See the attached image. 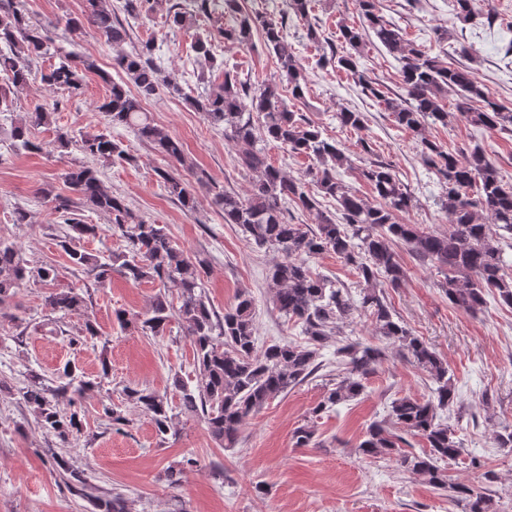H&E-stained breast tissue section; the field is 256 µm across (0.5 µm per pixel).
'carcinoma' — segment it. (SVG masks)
<instances>
[{
	"label": "carcinoma",
	"instance_id": "cac0c4a2",
	"mask_svg": "<svg viewBox=\"0 0 512 512\" xmlns=\"http://www.w3.org/2000/svg\"><path fill=\"white\" fill-rule=\"evenodd\" d=\"M84 2L82 16L67 18L65 27L76 30L86 23L94 27L116 50L113 68L121 73L118 81L102 75L109 93L96 109L106 127L133 129L168 162V168L158 170V174L167 194L184 209L194 210L197 198L190 182L179 172L181 167L191 171L196 183L212 193L214 204L224 214V223L237 225L256 246L280 255L271 274L274 303L279 313L299 323L308 336L305 346L279 342L258 349L251 293L239 292L236 303L224 315H218L202 292L207 261L177 248L166 225L134 212L122 197L104 187L96 170L72 167L65 173L69 189L93 209L108 215L112 229L126 242L127 251L105 257L77 246L81 238L96 236L99 226L72 216L69 199L58 196L55 209L71 230L60 241L70 265L99 285L112 281L114 273L133 285L158 284L162 292L141 321L142 332L158 336L175 319L193 345L196 385L191 388L180 377H173L178 404H173L167 393L149 389L128 388L124 392L126 400L147 416L161 438L172 431L177 414L196 415L203 419L218 445L230 448L238 443L241 427L250 415L323 367L317 362L319 350L337 324L351 323L365 315L375 335L397 346L428 374L435 388L428 399L404 396L393 400L388 422L371 425L358 445L359 451L366 456L394 457L402 470L424 476L433 487L463 502L466 512H494L489 495L466 484L448 482L446 471L439 466V462L455 459L463 450L461 428L449 425L440 416L457 402L448 364L396 318L378 290V278H385L392 288L400 287L405 280L406 270L393 249L394 243L401 242L443 275L440 287L458 310L470 315L481 312L489 292L512 306V275L504 270L503 249L491 231L494 225L512 235V185L503 181L499 168L481 146L450 151L425 135L427 127L447 123L442 101L450 90L457 95L455 108L460 118L473 127L487 131L511 129L512 111L491 100L490 91L477 81L471 68L446 66L437 56L407 47L402 30L385 18L378 0H358L359 23L341 25L337 40L358 50L373 36L400 60L406 103L387 98L360 69L355 55L338 54L333 40L309 22L312 0H288V14L307 22V39L321 47L322 61L344 71L362 93L382 100L396 125L416 137L422 160L434 171L441 187L437 204L451 216L452 224L448 233L440 234L420 224L402 222L400 215L413 208L415 199L391 164L362 157L360 165H354L336 141L322 137L318 127L289 109L277 84L263 83L250 91L236 73L226 71L218 89L197 97L187 95L185 100L212 125L223 127L224 140L236 151L237 166L256 173L248 194L240 196L220 188L204 170L194 167L181 140L145 112L143 102L156 94L162 82L154 60V44L146 41L125 50L129 34L115 16L112 0ZM481 2L456 0L457 19L470 21ZM216 6L217 0H177L170 7V26L188 27L197 18L212 14ZM223 12L232 18V24L224 26V39L246 45L254 35H261L275 54L281 76L288 82V93L295 100L303 98V67L284 37L283 23L260 11H243L240 0H223ZM44 30L43 25L30 20L23 0H0V74L9 80L0 89V107L7 103L11 89L28 84L32 60L50 51ZM56 53L59 62L41 74L42 81L69 97L79 95L85 75L98 71L96 61L59 49ZM54 112L53 108L37 107L20 118L11 129L14 147L42 150L43 146L31 139L32 129L54 124ZM336 120L354 132L365 128V115L357 110L344 108L336 113ZM258 128L266 141L278 144L292 156L307 158L310 164L306 174L291 177L273 165L258 144ZM72 147L97 160L127 159L122 143L107 131L77 139L64 129H55L49 152L63 156ZM343 170L357 171L379 203L368 201L347 185L342 179ZM323 200L335 201L336 214L320 213L314 228L291 222L290 208L317 211ZM479 211L490 215L493 224L478 222ZM326 252L336 254L362 278L364 287L358 298H353L344 285L311 270L310 260ZM31 281L49 288L45 306L50 313L65 316L84 309L85 298L78 288L61 284L55 264L43 262L30 267L20 247L0 239V308ZM170 288L177 291V308L167 299L166 290ZM337 353L343 357L337 362L341 379L313 408L315 416L361 395L368 376L384 359L381 348L357 343L344 345ZM62 374L65 383L49 388L35 381L20 391V396L32 409L36 424L64 448L83 432L75 404L88 382L80 378L74 364H64ZM62 398L67 399L65 408L60 406ZM398 429L423 438L427 450L416 454L402 449L406 439L396 433ZM293 439L297 448L317 446L312 422L298 427ZM46 452L65 483L82 490L90 487L85 471L72 468L53 448ZM88 498L96 512H127L125 500L118 494L110 498L90 494Z\"/></svg>",
	"mask_w": 512,
	"mask_h": 512
}]
</instances>
